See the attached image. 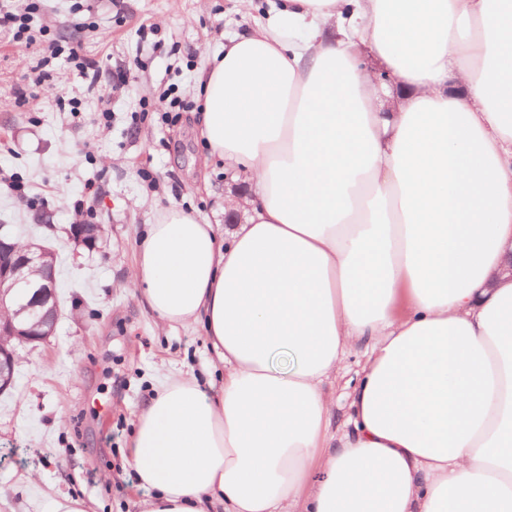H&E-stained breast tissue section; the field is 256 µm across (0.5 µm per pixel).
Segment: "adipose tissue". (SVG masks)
Listing matches in <instances>:
<instances>
[{
  "instance_id": "obj_1",
  "label": "adipose tissue",
  "mask_w": 512,
  "mask_h": 512,
  "mask_svg": "<svg viewBox=\"0 0 512 512\" xmlns=\"http://www.w3.org/2000/svg\"><path fill=\"white\" fill-rule=\"evenodd\" d=\"M196 82L254 196L165 210L129 271L223 369L137 414L140 512H512V0H285ZM364 361L363 353L360 350L351 352L345 363L342 372V377L339 379L334 390V398L336 397V407L332 414V429L335 431L336 427L342 425L346 418V407L344 401L341 398L345 392V386L347 383H354L357 379V373L361 369V365Z\"/></svg>"
}]
</instances>
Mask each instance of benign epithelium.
<instances>
[{
  "instance_id": "7a95c632",
  "label": "benign epithelium",
  "mask_w": 512,
  "mask_h": 512,
  "mask_svg": "<svg viewBox=\"0 0 512 512\" xmlns=\"http://www.w3.org/2000/svg\"><path fill=\"white\" fill-rule=\"evenodd\" d=\"M46 251L27 249L22 252L17 245L0 237V356L7 357L4 339L18 335L14 319L24 318L50 323V329L34 335L33 342L46 340L59 319V309L50 306L42 311L44 300L55 299L56 278L53 268L44 262ZM36 268L41 281L28 279V271Z\"/></svg>"
}]
</instances>
